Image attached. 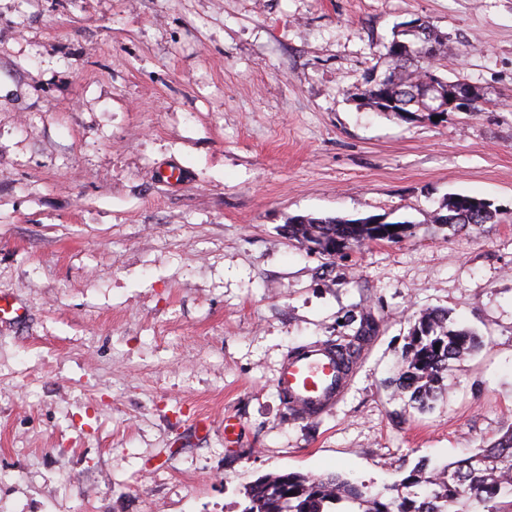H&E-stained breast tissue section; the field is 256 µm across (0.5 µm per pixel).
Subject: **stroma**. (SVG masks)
Wrapping results in <instances>:
<instances>
[{
    "label": "stroma",
    "mask_w": 512,
    "mask_h": 512,
    "mask_svg": "<svg viewBox=\"0 0 512 512\" xmlns=\"http://www.w3.org/2000/svg\"><path fill=\"white\" fill-rule=\"evenodd\" d=\"M481 112H378L397 26ZM512 0H0V512H242L268 474L379 490L512 423ZM296 216L410 226L329 259ZM481 349L420 411L387 387L420 312ZM378 323L335 410L290 415L302 345ZM236 443L224 442V423ZM502 215L492 203L463 194H451L431 216L435 224H448L459 232L480 231L485 224H500Z\"/></svg>",
    "instance_id": "obj_1"
}]
</instances>
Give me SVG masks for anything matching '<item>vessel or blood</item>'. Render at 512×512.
I'll return each mask as SVG.
<instances>
[{"instance_id": "b4317fda", "label": "vessel or blood", "mask_w": 512, "mask_h": 512, "mask_svg": "<svg viewBox=\"0 0 512 512\" xmlns=\"http://www.w3.org/2000/svg\"><path fill=\"white\" fill-rule=\"evenodd\" d=\"M276 383L293 416L316 419L340 402L349 374L335 348L308 345L288 355Z\"/></svg>"}]
</instances>
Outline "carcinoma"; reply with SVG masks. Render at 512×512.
I'll use <instances>...</instances> for the list:
<instances>
[{"label": "carcinoma", "mask_w": 512, "mask_h": 512, "mask_svg": "<svg viewBox=\"0 0 512 512\" xmlns=\"http://www.w3.org/2000/svg\"><path fill=\"white\" fill-rule=\"evenodd\" d=\"M398 35L411 39L399 41L403 55H390L392 80L386 94L392 104H381L378 86L368 90L369 98L381 112H422L429 107L420 93L423 73L411 69V64L418 58H436L442 40L428 25L419 31L404 29ZM431 220L469 233L501 223L502 213L484 199L452 194ZM286 229L288 238L304 250L322 255L330 253L333 244L339 251L381 238L397 242L406 236L408 225L403 222L381 237L380 229L370 224L298 216ZM376 331L375 322L364 317L354 335L334 344L346 356L347 367H352L366 337ZM480 346L474 331L448 326L447 312L426 310L411 327L391 385L412 407L423 411L446 389L444 381L455 364ZM245 498L242 512H512V424L474 454L443 467H432L424 460L399 484L377 493L341 474L315 477L287 472L259 478L245 489Z\"/></svg>", "instance_id": "cac0c4a2"}]
</instances>
